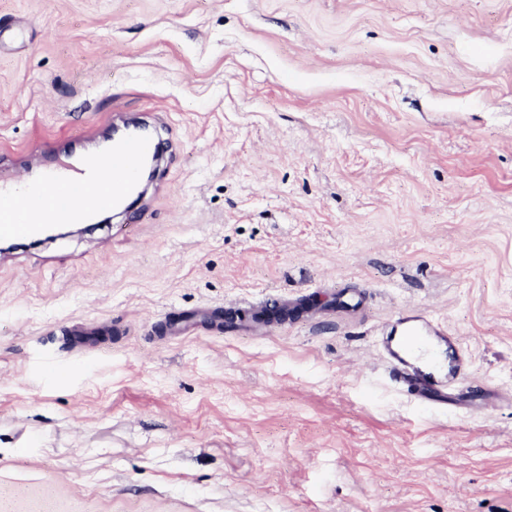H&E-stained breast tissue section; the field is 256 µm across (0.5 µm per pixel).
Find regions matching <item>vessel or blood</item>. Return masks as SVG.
Returning a JSON list of instances; mask_svg holds the SVG:
<instances>
[{
  "label": "vessel or blood",
  "instance_id": "b4317fda",
  "mask_svg": "<svg viewBox=\"0 0 512 512\" xmlns=\"http://www.w3.org/2000/svg\"><path fill=\"white\" fill-rule=\"evenodd\" d=\"M154 152V141L129 136L84 168H50L34 182L20 174L0 184V239L36 240L51 224H80L102 208L127 210L140 168ZM383 348L395 381L429 411L447 405L448 387L463 379L468 362L454 337L420 313L391 323Z\"/></svg>",
  "mask_w": 512,
  "mask_h": 512
}]
</instances>
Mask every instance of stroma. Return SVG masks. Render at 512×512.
Masks as SVG:
<instances>
[{"instance_id":"obj_1","label":"stroma","mask_w":512,"mask_h":512,"mask_svg":"<svg viewBox=\"0 0 512 512\" xmlns=\"http://www.w3.org/2000/svg\"><path fill=\"white\" fill-rule=\"evenodd\" d=\"M125 122L139 222L0 254V512H512V0H0V178ZM455 343L447 330L418 313L391 323L382 344L395 381L406 386L424 409L439 411L448 406V387L463 379L468 362L462 349L453 348ZM443 345L448 347L447 374Z\"/></svg>"}]
</instances>
